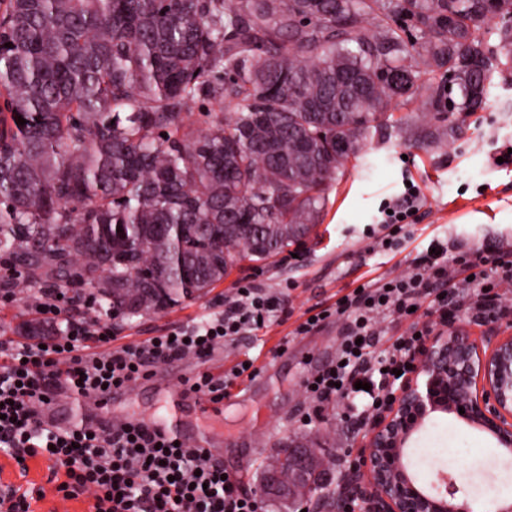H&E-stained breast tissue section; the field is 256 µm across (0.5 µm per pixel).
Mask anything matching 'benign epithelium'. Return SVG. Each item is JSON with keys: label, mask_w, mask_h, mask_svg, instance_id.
<instances>
[{"label": "benign epithelium", "mask_w": 512, "mask_h": 512, "mask_svg": "<svg viewBox=\"0 0 512 512\" xmlns=\"http://www.w3.org/2000/svg\"><path fill=\"white\" fill-rule=\"evenodd\" d=\"M435 412L488 433L512 454V332L496 331L482 344L454 327L428 338L338 478L336 512H470L467 502L457 501L454 485L432 492L409 471L406 445ZM288 455L294 482L279 492L298 502L326 500L323 485L315 481V450L290 448Z\"/></svg>", "instance_id": "obj_1"}]
</instances>
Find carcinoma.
Returning a JSON list of instances; mask_svg holds the SVG:
<instances>
[{"mask_svg":"<svg viewBox=\"0 0 512 512\" xmlns=\"http://www.w3.org/2000/svg\"><path fill=\"white\" fill-rule=\"evenodd\" d=\"M511 70L512 0H0L11 287L95 291L122 315L205 295L307 236L328 181L398 125V103L426 96L414 127L434 143L432 125L455 136ZM226 96L203 132L184 112ZM267 470L288 484L287 450Z\"/></svg>","mask_w":512,"mask_h":512,"instance_id":"obj_1","label":"carcinoma"}]
</instances>
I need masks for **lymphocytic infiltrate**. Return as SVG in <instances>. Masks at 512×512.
I'll list each match as a JSON object with an SVG mask.
<instances>
[{
	"mask_svg": "<svg viewBox=\"0 0 512 512\" xmlns=\"http://www.w3.org/2000/svg\"><path fill=\"white\" fill-rule=\"evenodd\" d=\"M421 196L404 194L388 204L380 231H368L374 248L401 252ZM448 241L434 239L404 273L359 285L329 306L305 312L294 332L305 335L334 319L343 339L336 358L304 383L309 405L303 425L321 421L329 405L342 419L365 420L379 411L389 391L409 372L414 355L435 328L453 324L461 313L475 322H494L512 293V249L478 256L457 267L448 262ZM84 307L90 319L67 323L45 343L0 337V451L46 458L64 472L65 498L91 493L94 512H259L223 464L201 448L177 443L145 422H84L60 428L46 417L64 393L99 400L106 388L129 386L149 369L186 358L201 361L235 337L258 329L283 311V301L244 278L221 312L166 329L134 345L113 346L112 322L99 311L95 295ZM418 315H411V307ZM389 346H382L385 336ZM368 383L369 401L355 409L356 382Z\"/></svg>",
	"mask_w": 512,
	"mask_h": 512,
	"instance_id": "f902f5d3",
	"label": "lymphocytic infiltrate"
}]
</instances>
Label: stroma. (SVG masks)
Wrapping results in <instances>:
<instances>
[{
    "label": "stroma",
    "instance_id": "obj_1",
    "mask_svg": "<svg viewBox=\"0 0 512 512\" xmlns=\"http://www.w3.org/2000/svg\"><path fill=\"white\" fill-rule=\"evenodd\" d=\"M510 99L512 76L493 88L489 108L467 117L462 133L441 146L427 145L405 126L390 129L384 140L366 147L329 182L312 232L295 248L299 260L286 253L263 262L244 260L204 297L150 315L113 319L118 343H136L221 311L225 298L248 276L293 310L292 318L237 337L208 361L183 359L158 368L156 377L136 384L131 402L114 400L112 410L149 415L163 406L165 392H176L182 380L205 371L225 373L236 362L253 360L258 376L237 380L223 416L214 424L227 441L224 468L242 474L245 491L260 495L264 512H302L297 502L261 492V474L273 453L288 445L313 444L335 477L347 469L366 430L341 420L332 410L315 427H301L299 419L308 406L303 384L335 359L341 326L332 321L297 336L295 316L316 303L333 302L339 290L406 270L416 252L436 237L450 240L452 263L468 253L490 256L512 246V166L493 162L495 155L512 147V113L502 110ZM410 179L419 185L423 202L406 249L393 257L368 251L367 231L380 221L381 205L399 197ZM258 405L272 416L263 430L254 419ZM407 462L418 483L427 488L435 486L438 472L450 473L458 499L468 500L473 512H494L498 499L512 498V457L451 415H430L409 441ZM60 482L45 459L20 463L0 452V491L32 490L34 512H92L89 496L63 499L57 490Z\"/></svg>",
    "mask_w": 512,
    "mask_h": 512
}]
</instances>
